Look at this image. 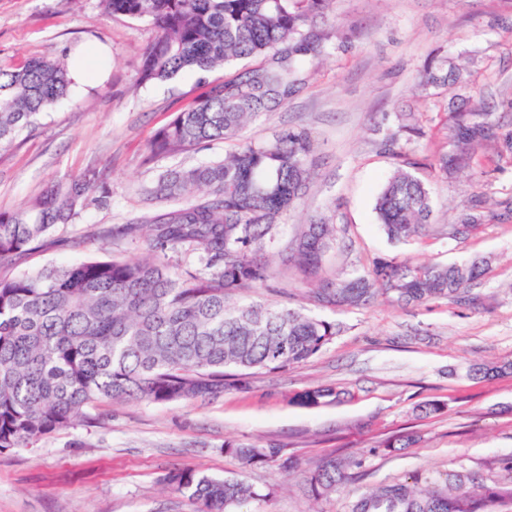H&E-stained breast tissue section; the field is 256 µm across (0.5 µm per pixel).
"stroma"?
Masks as SVG:
<instances>
[{
  "label": "stroma",
  "mask_w": 512,
  "mask_h": 512,
  "mask_svg": "<svg viewBox=\"0 0 512 512\" xmlns=\"http://www.w3.org/2000/svg\"><path fill=\"white\" fill-rule=\"evenodd\" d=\"M334 26L339 35L296 92L247 128L255 141L288 128L306 130L314 141L312 184L284 217V236L314 217L335 224L336 247L325 259L331 275L366 270L379 258L412 265L486 258L483 279L455 300L399 306L380 297L341 310L315 302L309 283L280 270L246 298L340 324L318 355L253 374L212 400L100 404L37 446L0 454V512H194L165 483L186 467L220 478L240 475L265 491V499L240 512H347L360 493L419 474L464 471L488 484L512 482L501 466L512 457V372L489 379L469 373L475 364L512 363V223L484 224L456 239L447 234L474 194L512 207V162L485 147L472 169L448 179L438 174L431 161L444 142L446 98L416 89L429 53L441 51L472 68L469 95L512 131V0H331L316 28L329 33ZM151 38L145 22L106 13L101 0H0V62L20 66L62 56L72 62L79 49L99 51L88 78L41 114L33 131L0 149V212L18 210L50 182L93 172L110 196L89 201L78 232L131 224L157 210L140 194L142 184L230 151V144L217 143L146 163L156 131L200 92L191 73L171 83H141ZM399 112L422 119L424 137L404 150L432 192L434 214L427 231L394 242L378 224L374 203L401 163L379 147ZM104 250L125 258L146 254L140 244L63 238L1 267L0 277L79 263ZM317 386L340 396L313 407L295 402V394ZM429 400L444 403V412L416 413ZM404 432L418 433L420 442L378 452L380 442ZM229 443L285 448L306 471L339 451L362 466L357 479L316 498L277 464L244 467L225 452Z\"/></svg>",
  "instance_id": "1"
}]
</instances>
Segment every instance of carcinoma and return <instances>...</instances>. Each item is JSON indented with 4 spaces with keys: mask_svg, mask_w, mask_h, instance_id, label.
<instances>
[{
    "mask_svg": "<svg viewBox=\"0 0 512 512\" xmlns=\"http://www.w3.org/2000/svg\"><path fill=\"white\" fill-rule=\"evenodd\" d=\"M113 15L147 22L154 37L142 56L143 83H168L199 75L204 91L161 128L154 154L200 149L226 140L237 148L222 159L163 172L144 188L166 207L112 236L145 245L139 259H94L0 277V453L32 448L69 428L104 401L155 404L216 397L229 380L256 370H281L317 355L339 332L336 324L299 310L239 303L233 296L273 276L271 249L280 220L294 209L311 179L312 143L304 131L284 129L269 141L245 136L248 124L296 92L299 71L326 53L323 38L306 30L330 0H102ZM261 63L224 79L212 73L237 61ZM470 72L433 56L418 86L466 88ZM72 85L63 60L32 58L20 67L0 64V148L12 145L36 116L66 96ZM423 135L412 117L397 116L385 133L388 153L403 156V142ZM451 150L431 166L446 175L470 166L491 144L512 159V132L501 131L490 112L449 113ZM405 160L388 178L374 210L384 233L405 240L432 223L430 189ZM92 189L86 179L57 181L27 205L0 213V267L39 249L57 228L76 226ZM512 210L493 211L471 197L457 223L463 230L503 223ZM336 227L313 220L296 227L280 253L305 277L319 276ZM199 254L200 267L180 268L173 257ZM488 260L410 267L380 260L317 284L316 301L353 309L384 296L399 304L455 299ZM336 398L312 387L294 400L317 406ZM413 434L389 437L383 448H408ZM226 452L246 467L280 462L282 448L239 447ZM347 466L327 457L308 476L311 491L328 495L349 480ZM165 482L196 504V512H236L261 497L242 478H216L184 468ZM349 512H512V484L486 485L470 473L444 481L417 477L413 484L380 485L361 493Z\"/></svg>",
    "mask_w": 512,
    "mask_h": 512,
    "instance_id": "carcinoma-1",
    "label": "carcinoma"
}]
</instances>
